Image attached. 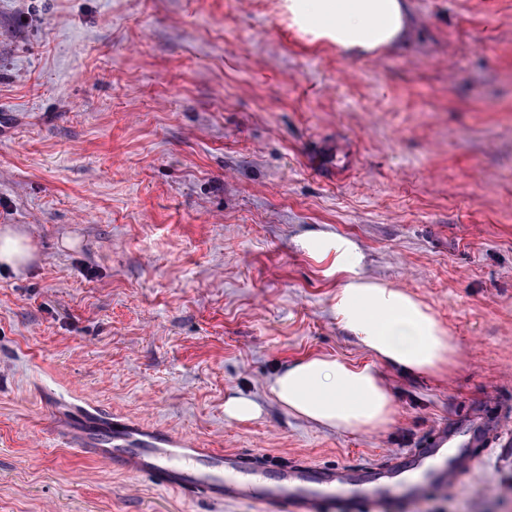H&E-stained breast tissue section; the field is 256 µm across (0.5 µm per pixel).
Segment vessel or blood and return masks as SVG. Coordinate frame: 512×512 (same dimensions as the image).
<instances>
[{
    "mask_svg": "<svg viewBox=\"0 0 512 512\" xmlns=\"http://www.w3.org/2000/svg\"><path fill=\"white\" fill-rule=\"evenodd\" d=\"M493 430L482 415L465 430L440 424L423 447L359 467L301 463L255 467L249 456L217 451L151 425L111 416L101 433L82 431L68 445L87 458L107 459L131 474L186 496L260 512H412L432 494L445 492L477 465L470 448L486 443Z\"/></svg>",
    "mask_w": 512,
    "mask_h": 512,
    "instance_id": "1",
    "label": "vessel or blood"
}]
</instances>
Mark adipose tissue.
Instances as JSON below:
<instances>
[{
  "mask_svg": "<svg viewBox=\"0 0 512 512\" xmlns=\"http://www.w3.org/2000/svg\"><path fill=\"white\" fill-rule=\"evenodd\" d=\"M288 27L310 44L328 43L346 57L383 51L410 32L406 0H287ZM302 246L330 259L343 276L336 318L373 356L355 364L331 355L284 365L269 383L288 413L338 430L378 431L394 420L393 397L377 363L408 374L441 376L455 362L456 344L428 308L406 292L359 273L363 255L350 239L307 235Z\"/></svg>",
  "mask_w": 512,
  "mask_h": 512,
  "instance_id": "1",
  "label": "adipose tissue"
}]
</instances>
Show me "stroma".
Wrapping results in <instances>:
<instances>
[{
	"mask_svg": "<svg viewBox=\"0 0 512 512\" xmlns=\"http://www.w3.org/2000/svg\"><path fill=\"white\" fill-rule=\"evenodd\" d=\"M409 37L349 58L284 0H0V512H256L77 455L71 405L206 448L356 466L439 424L498 421L477 469L414 512H512V0H409ZM339 234L363 276L427 306L449 374L382 367L385 430L283 411L286 363L368 354L342 280L299 246ZM246 396L261 416L228 419ZM30 240L26 234L6 227L0 232V265L20 269L33 258Z\"/></svg>",
	"mask_w": 512,
	"mask_h": 512,
	"instance_id": "obj_1",
	"label": "stroma"
}]
</instances>
